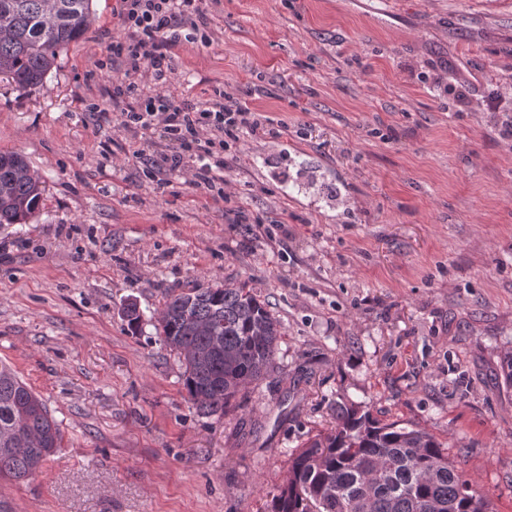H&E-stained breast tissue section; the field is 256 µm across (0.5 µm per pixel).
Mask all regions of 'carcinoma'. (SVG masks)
Here are the masks:
<instances>
[{"label": "carcinoma", "mask_w": 512, "mask_h": 512, "mask_svg": "<svg viewBox=\"0 0 512 512\" xmlns=\"http://www.w3.org/2000/svg\"><path fill=\"white\" fill-rule=\"evenodd\" d=\"M92 0H0V77L37 87L61 51L87 33ZM44 188L18 152H0V225L25 224ZM127 329L142 328L137 303ZM157 340L176 352L188 398L205 415L223 414L245 386L274 369L280 321L247 283L171 288ZM334 429L309 438L288 459V477L268 512H488L430 433L382 424L370 411L336 403ZM61 432L42 399L0 363V478L34 477L60 447Z\"/></svg>", "instance_id": "carcinoma-1"}]
</instances>
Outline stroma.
I'll return each instance as SVG.
<instances>
[{"label": "stroma", "instance_id": "1", "mask_svg": "<svg viewBox=\"0 0 512 512\" xmlns=\"http://www.w3.org/2000/svg\"><path fill=\"white\" fill-rule=\"evenodd\" d=\"M117 0L43 85L0 80V151L45 189L0 226V361L60 448L14 512H267L335 403L433 434L512 512V0H212L168 93L228 91L287 124L239 145L228 201L127 163L113 122ZM467 86V103L456 97ZM243 211L240 224L225 208ZM247 282L282 324L277 365L204 415L151 323L165 289ZM145 318L122 319L127 300Z\"/></svg>", "mask_w": 512, "mask_h": 512}]
</instances>
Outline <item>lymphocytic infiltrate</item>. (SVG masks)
<instances>
[{
  "label": "lymphocytic infiltrate",
  "instance_id": "obj_1",
  "mask_svg": "<svg viewBox=\"0 0 512 512\" xmlns=\"http://www.w3.org/2000/svg\"><path fill=\"white\" fill-rule=\"evenodd\" d=\"M206 0H120L121 34L110 45L118 127L140 147L129 160L157 185L189 175L193 186L225 199L224 176L237 161L242 137L275 134L272 119L234 95L216 93L204 102L166 94L175 72L173 49L181 42L209 45Z\"/></svg>",
  "mask_w": 512,
  "mask_h": 512
}]
</instances>
